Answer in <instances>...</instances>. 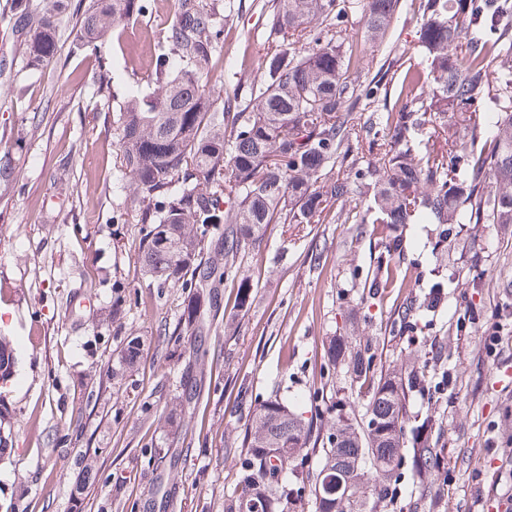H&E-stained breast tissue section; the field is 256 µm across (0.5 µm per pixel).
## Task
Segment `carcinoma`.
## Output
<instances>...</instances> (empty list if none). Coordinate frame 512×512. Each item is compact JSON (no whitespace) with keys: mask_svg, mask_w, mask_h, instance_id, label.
<instances>
[{"mask_svg":"<svg viewBox=\"0 0 512 512\" xmlns=\"http://www.w3.org/2000/svg\"><path fill=\"white\" fill-rule=\"evenodd\" d=\"M402 8L401 0H272L265 25L288 34V47L264 54L258 94L242 106L229 94L215 98L198 76L218 49L214 7L178 0L157 41L155 90L127 99L118 130L121 170L141 194L142 270L162 284L194 283L183 329L195 332L217 311V288L269 224L373 225L384 251L366 285L371 295L410 287L394 261L398 225L512 224V0H419L425 65L402 54L394 71L380 68L358 83L356 67L375 56ZM70 10L79 15L76 46L94 49L143 5L47 0L34 12L28 0H15L29 69L53 59L59 17ZM356 20L363 39L355 42L345 32ZM389 85L396 99L380 112ZM479 112L502 113L494 134L483 133ZM354 144L368 160L330 170ZM354 193L368 197L363 211L332 210ZM410 298L396 308V324L407 332L416 328ZM252 300L244 276L237 308L248 310ZM324 358L349 374L330 419L316 427L276 398L259 404L224 512H295L305 493L314 512H366L361 497L332 493L336 479L367 486L380 501L397 487L400 467L421 482L440 467L436 420L406 409L409 394L454 379L445 369L430 373L438 354L383 371L369 349L339 335L326 340ZM14 362L11 341L1 337L0 372H12ZM311 442L320 444L322 463L314 477L299 461Z\"/></svg>","mask_w":512,"mask_h":512,"instance_id":"obj_1","label":"carcinoma"}]
</instances>
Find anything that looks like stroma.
<instances>
[{"label": "stroma", "instance_id": "1", "mask_svg": "<svg viewBox=\"0 0 512 512\" xmlns=\"http://www.w3.org/2000/svg\"><path fill=\"white\" fill-rule=\"evenodd\" d=\"M143 2L94 55L75 48L67 19L54 60L32 71L14 0H0V162L12 171L0 179V336L15 348L13 377L0 387L10 412L0 430L12 442L0 455V512H224L253 408L277 398L304 417L324 415L346 380L323 344L343 333L370 346L377 365L437 349L456 375L448 393L410 398L411 411L440 425V468L424 485L402 473L398 502L369 499L372 512H410L419 499L435 500L437 512H503L512 344L498 361L482 357V324L468 315L482 308L512 336V233L405 225L401 268L419 291L441 281L448 292L406 335L393 322L397 289L380 301L361 296L380 252L370 225L271 224L241 265L253 284L248 312L235 307L240 275L229 276L201 342L177 339L189 290L143 275L140 205L117 164L120 107L153 92L155 35L176 0ZM267 2L215 0L233 24L202 68L213 90L248 96L265 48L285 43L256 25ZM418 28L410 16L391 29L357 80L413 47ZM133 336L140 353L128 367Z\"/></svg>", "mask_w": 512, "mask_h": 512}]
</instances>
